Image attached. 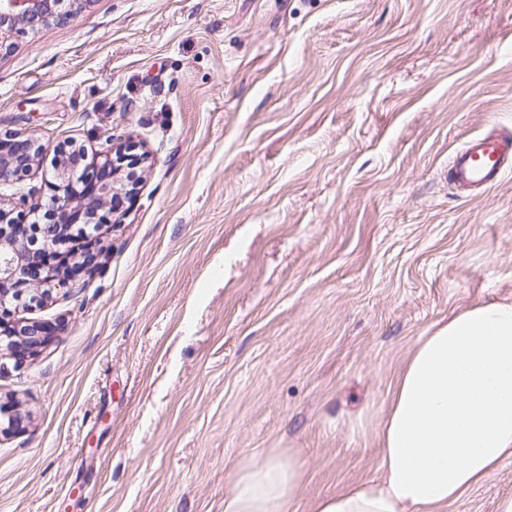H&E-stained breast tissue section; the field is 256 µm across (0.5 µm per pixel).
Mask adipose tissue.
<instances>
[{"label":"adipose tissue","instance_id":"adipose-tissue-1","mask_svg":"<svg viewBox=\"0 0 512 512\" xmlns=\"http://www.w3.org/2000/svg\"><path fill=\"white\" fill-rule=\"evenodd\" d=\"M380 478L320 498L313 512H446L512 458V303L464 309L419 337L381 420ZM303 491L295 457L250 459L224 512H290Z\"/></svg>","mask_w":512,"mask_h":512}]
</instances>
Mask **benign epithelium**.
Returning <instances> with one entry per match:
<instances>
[{
    "instance_id": "7a95c632",
    "label": "benign epithelium",
    "mask_w": 512,
    "mask_h": 512,
    "mask_svg": "<svg viewBox=\"0 0 512 512\" xmlns=\"http://www.w3.org/2000/svg\"><path fill=\"white\" fill-rule=\"evenodd\" d=\"M77 0H0V51L13 44L22 29L36 30L50 23H64L73 17L72 5ZM40 147L22 133L10 136V146L0 138V184H10L25 176L35 164ZM126 159L121 146L99 153L93 165L95 172L87 179L88 187L80 191L73 177L61 171L51 183L49 202L56 222L65 224L90 223V215L113 202L114 197L132 185L114 179L107 171H117ZM27 203V196L0 198V341L8 340L7 348L18 350L24 345L37 349L49 341L46 326L35 320H10L20 307L30 306L51 293V278L40 280L31 275V268L42 254L55 251L60 245L54 225L37 229L36 237L26 236L12 226L3 225L10 212Z\"/></svg>"
}]
</instances>
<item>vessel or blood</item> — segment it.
I'll return each instance as SVG.
<instances>
[{
  "instance_id": "obj_1",
  "label": "vessel or blood",
  "mask_w": 512,
  "mask_h": 512,
  "mask_svg": "<svg viewBox=\"0 0 512 512\" xmlns=\"http://www.w3.org/2000/svg\"><path fill=\"white\" fill-rule=\"evenodd\" d=\"M451 181L463 190H488L512 172V135L498 128L471 136L450 158Z\"/></svg>"
}]
</instances>
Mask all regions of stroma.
<instances>
[{"mask_svg": "<svg viewBox=\"0 0 512 512\" xmlns=\"http://www.w3.org/2000/svg\"><path fill=\"white\" fill-rule=\"evenodd\" d=\"M512 131V0H88L0 52V138L147 153L92 271L0 353V512H224L275 450L292 512L378 476L398 371L428 329L512 301V174L448 180ZM512 460L447 512H497ZM512 170V135L493 126L471 136L450 158L451 181L462 190L486 191Z\"/></svg>", "mask_w": 512, "mask_h": 512, "instance_id": "stroma-1", "label": "stroma"}]
</instances>
